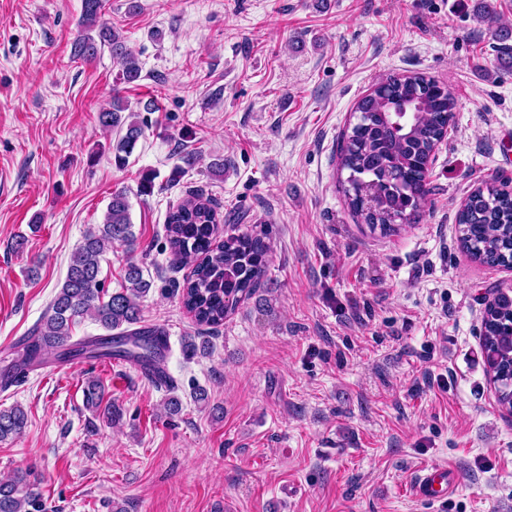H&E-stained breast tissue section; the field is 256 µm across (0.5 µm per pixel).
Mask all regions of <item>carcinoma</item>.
Masks as SVG:
<instances>
[{"instance_id": "cac0c4a2", "label": "carcinoma", "mask_w": 512, "mask_h": 512, "mask_svg": "<svg viewBox=\"0 0 512 512\" xmlns=\"http://www.w3.org/2000/svg\"><path fill=\"white\" fill-rule=\"evenodd\" d=\"M103 0H82L81 34L74 41V57L91 61L108 47L119 66L118 79L135 84L141 79L138 56L124 38L101 20ZM474 18L489 26L499 17L488 2L478 0ZM458 101L448 87L422 73L390 76L361 97L355 107L356 123L343 137L339 166L349 172L345 188L351 211L371 229L388 234L410 221L428 193L427 174L434 160L436 141L448 133ZM403 106L413 108V121L400 130L383 114ZM119 97L98 114L101 128L116 133L109 144L115 166L128 162L144 135V124ZM196 153L180 155L168 180L175 181L196 165ZM459 241L471 258L490 266L512 267V189L509 183L477 187L467 196L457 215ZM166 231L174 254L197 264L182 288V304L199 325L219 326L240 302L251 298L266 274L268 246L249 234L228 235L217 241V211L211 200L193 194L167 214ZM117 241L137 248L130 217L128 193L112 192L102 223L89 228L70 257L65 280L37 324V343L27 351L34 360L48 350L70 344L72 327L89 319L107 335L96 356L132 360L144 367L165 363L159 337L165 330L140 331L142 300L151 289L143 267L132 260L123 270L121 291L104 297L101 259ZM481 346L488 371L497 384L499 405L512 411V297L500 291L488 302L482 319ZM86 404L101 405L102 386L96 378L85 381ZM27 412L19 405L0 409V442L20 437L27 427ZM40 480L20 471L0 482V512H46Z\"/></svg>"}]
</instances>
